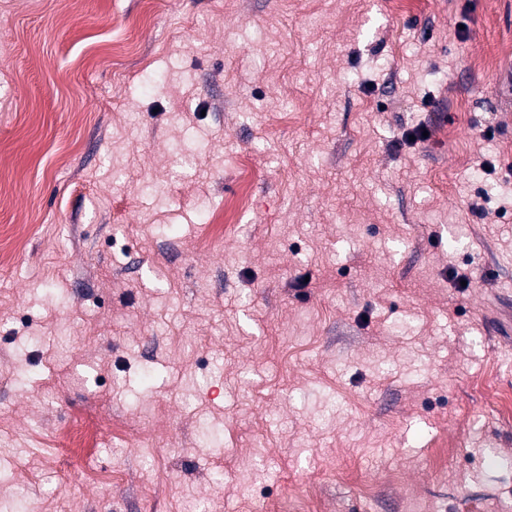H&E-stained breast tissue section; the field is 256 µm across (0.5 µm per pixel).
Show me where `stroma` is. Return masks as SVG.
Returning a JSON list of instances; mask_svg holds the SVG:
<instances>
[{"instance_id":"stroma-1","label":"stroma","mask_w":512,"mask_h":512,"mask_svg":"<svg viewBox=\"0 0 512 512\" xmlns=\"http://www.w3.org/2000/svg\"><path fill=\"white\" fill-rule=\"evenodd\" d=\"M511 68L512 0H0V512H512Z\"/></svg>"}]
</instances>
